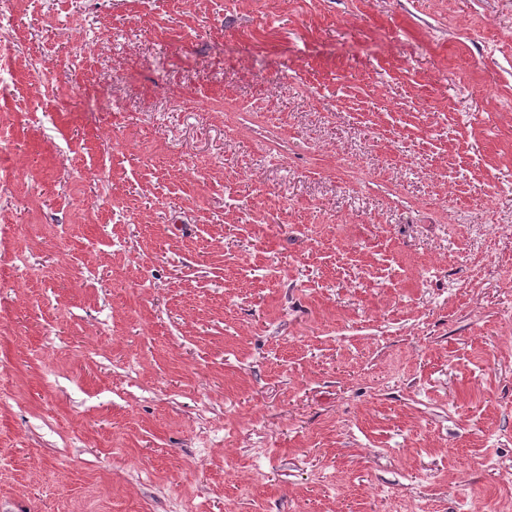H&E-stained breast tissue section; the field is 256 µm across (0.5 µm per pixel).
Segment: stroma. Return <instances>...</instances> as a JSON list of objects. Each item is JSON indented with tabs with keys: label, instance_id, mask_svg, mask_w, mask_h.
Listing matches in <instances>:
<instances>
[{
	"label": "stroma",
	"instance_id": "35a3bbf8",
	"mask_svg": "<svg viewBox=\"0 0 512 512\" xmlns=\"http://www.w3.org/2000/svg\"><path fill=\"white\" fill-rule=\"evenodd\" d=\"M0 512H512V0H0Z\"/></svg>",
	"mask_w": 512,
	"mask_h": 512
}]
</instances>
